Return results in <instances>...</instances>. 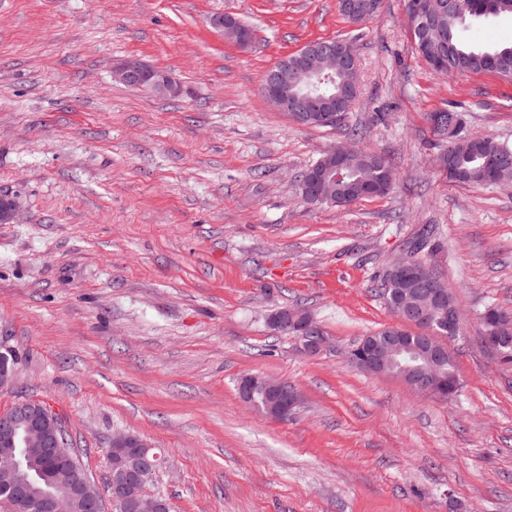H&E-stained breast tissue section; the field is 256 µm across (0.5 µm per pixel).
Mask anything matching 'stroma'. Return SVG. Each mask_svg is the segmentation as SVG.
Masks as SVG:
<instances>
[{"instance_id":"stroma-1","label":"stroma","mask_w":512,"mask_h":512,"mask_svg":"<svg viewBox=\"0 0 512 512\" xmlns=\"http://www.w3.org/2000/svg\"><path fill=\"white\" fill-rule=\"evenodd\" d=\"M328 39L354 44L359 99L303 126L262 77ZM130 57L180 95L114 81ZM451 107L467 135L512 146V80L432 70L405 0L361 26L338 0H0V193L18 202L0 224V343L18 354L0 411L49 406L102 491L113 435H139L163 455L146 490L172 512H512V364L480 326L512 312V183L440 171L426 116ZM350 142L392 162V191L304 203L298 175ZM427 226L421 258L462 313L449 399L348 358L398 325L371 285ZM280 307L329 348L275 331ZM251 373L294 385L297 414L245 405ZM293 309L281 307L270 315V324L288 329L296 336L301 348L310 356L321 354L327 346L328 337L317 321L307 313L280 310Z\"/></svg>"}]
</instances>
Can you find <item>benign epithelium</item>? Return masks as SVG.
<instances>
[{
	"label": "benign epithelium",
	"instance_id": "obj_1",
	"mask_svg": "<svg viewBox=\"0 0 512 512\" xmlns=\"http://www.w3.org/2000/svg\"><path fill=\"white\" fill-rule=\"evenodd\" d=\"M443 0H408L406 17L411 34L422 41L430 40L435 33V18L442 7ZM212 24L222 30L228 39L238 44L246 42L244 33L238 26L223 16L215 17ZM301 58L307 63L306 71L318 75H328L336 70V63L343 64L350 76V88L358 90V62L354 53L341 46L329 51L323 50L318 43L310 42L300 49ZM300 70L288 68L282 64L271 72H265L262 89L269 102L281 112L318 111L316 119L320 122L336 120V108L318 107V99L301 98L286 91L288 83H296ZM118 82L136 89H148L158 94H176L180 86L167 74L151 68L137 58H130L122 63L113 73ZM387 278L392 283L414 282L427 289L435 308L417 307L406 299L398 301L393 312L403 322L420 324V348L431 358H440L446 354V345L433 340L430 331L424 325L438 320L453 325L459 324L457 310L444 307L447 289L439 278L425 265L415 268L402 261L389 266ZM270 324L289 330L296 336L301 348L310 356L321 354L327 346L328 337L317 321L307 313L278 310L270 315ZM406 346L397 339H390L382 344H370L363 339L351 351L350 357L364 371L392 375L391 365L395 357ZM408 385L423 394L442 395L447 392L443 377L435 371L424 369L416 375L401 376ZM262 393L276 406L278 418H289L298 405L296 392H285L282 381L266 375H253L239 383V395L245 402L256 405L255 394ZM60 422L42 402L22 400L10 409L0 412V466L5 468L4 485L8 497L17 512H74L79 504L84 512H104L102 497L90 491V481L85 473L69 465L56 473V480L51 488L40 493L34 491L31 482L16 476V464L22 448H41L53 451L58 444ZM109 448H137L143 456H148L150 447L136 434L118 432L112 436ZM156 466L148 463L141 473H122L110 482V502L115 512H122L129 506L133 512H171V505L159 495H150L143 488L146 477L153 475Z\"/></svg>",
	"mask_w": 512,
	"mask_h": 512
}]
</instances>
